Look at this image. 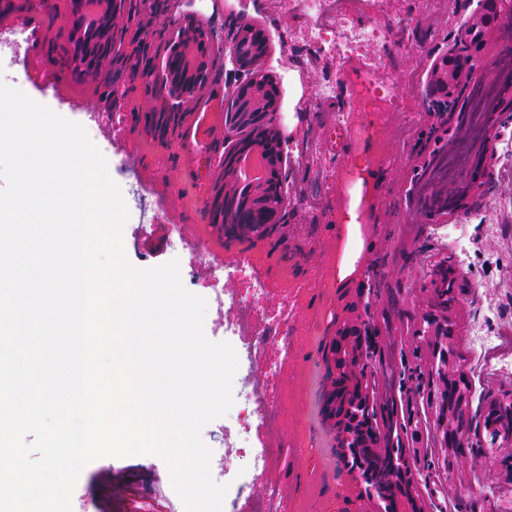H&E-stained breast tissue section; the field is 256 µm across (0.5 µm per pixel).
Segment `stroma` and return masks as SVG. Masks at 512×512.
<instances>
[{"instance_id": "35a3bbf8", "label": "stroma", "mask_w": 512, "mask_h": 512, "mask_svg": "<svg viewBox=\"0 0 512 512\" xmlns=\"http://www.w3.org/2000/svg\"><path fill=\"white\" fill-rule=\"evenodd\" d=\"M479 0H367L360 22L406 25L375 47L380 60L366 73L363 60L339 58L306 37L308 17L288 0H162L158 10L137 4L128 22L124 54L165 60L161 27L186 19L214 34L212 78L204 96L232 91L236 77L223 53L246 25L260 28L269 52L263 67L278 91L276 124L291 156L286 184L288 215L262 239H229L212 222L210 203L219 186L224 130L216 128L208 154L192 151L185 113L176 132L150 131L146 115L170 112L167 90L122 72L97 78L76 75L65 59V0H0V68L10 86L81 124L107 161L108 173L128 210L122 241L128 262L147 269L177 261L184 287L203 297V331L229 342L238 356L233 405L206 424L201 440L210 450L212 480L226 486L222 512H254L267 494L278 512H375L362 480L344 463L336 423L325 413L335 374L328 342L336 328L361 318L378 352L368 364L377 386L394 376L396 430L415 477L412 493L426 512H512V466L505 448L480 446L491 400L512 396V367L491 366L480 353L481 336L512 334V120L491 131L484 193H472L447 223L424 218L411 188L413 167L433 148L464 136L452 98L431 83L433 63L448 52L469 60L462 91L494 80L512 66L501 47L512 36V15L500 17L470 53L462 36ZM153 18L155 33L138 36ZM346 80L340 103L322 107L318 86L336 73ZM416 76L412 90L400 76ZM408 96L424 113L407 142L395 133L409 119L391 100ZM319 197L318 207L301 204ZM451 261L448 279L455 301L454 367L470 383L466 413L471 430L466 461L444 465L436 425L439 380L431 373L435 337L419 338L425 314L435 312L429 271ZM250 262L262 279L252 291L232 270ZM249 306L253 329L238 320ZM276 402V422L260 409ZM269 459L262 474L248 471L236 448L241 436ZM73 512H184L166 463L155 455L105 457L82 471Z\"/></svg>"}]
</instances>
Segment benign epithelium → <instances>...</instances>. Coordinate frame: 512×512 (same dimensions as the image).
Returning a JSON list of instances; mask_svg holds the SVG:
<instances>
[{
    "label": "benign epithelium",
    "instance_id": "obj_1",
    "mask_svg": "<svg viewBox=\"0 0 512 512\" xmlns=\"http://www.w3.org/2000/svg\"><path fill=\"white\" fill-rule=\"evenodd\" d=\"M70 22L67 28L66 59L82 75L94 78L114 63L116 48L125 33L121 17L129 9V0H66ZM484 12L465 34H476L472 47L480 49L485 29L502 14L512 13V0H483ZM268 51L264 32L249 27L241 39L227 49L234 71L239 75L232 96L224 101V166L221 189L211 204L212 223L237 237H265L285 222L288 197L283 173L288 156L283 149L279 129L274 122L276 92L272 77L261 61ZM464 65L451 54L443 56L432 67L433 83L445 95L460 86ZM129 76L149 85L159 86L178 99L180 105L192 106L198 91L209 80L207 33L205 26L191 19L182 26L177 37L167 44L165 66L158 70L152 62L129 57L125 62ZM258 154L266 168L265 178L258 184H244L237 178L242 157ZM485 156L475 160V173L462 176L466 191L477 192L482 186L480 172ZM245 192L255 211L230 225L223 203ZM368 329L358 325L336 330L331 341L336 377L328 394V415L337 419L339 444L353 455L352 471L368 484V494L384 503L378 512H401L395 486L386 485L385 463L376 438L380 436L383 410L377 400L375 386L365 373L366 361L372 353ZM437 425L442 430L443 445L462 456L458 432L454 431L448 404L439 407Z\"/></svg>",
    "mask_w": 512,
    "mask_h": 512
}]
</instances>
